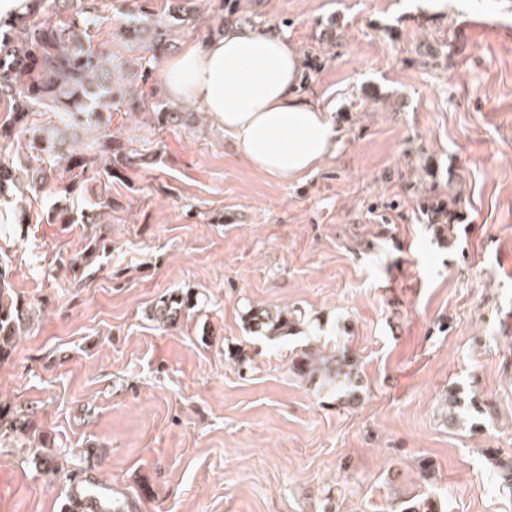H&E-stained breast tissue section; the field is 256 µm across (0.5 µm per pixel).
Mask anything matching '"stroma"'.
<instances>
[{
	"mask_svg": "<svg viewBox=\"0 0 512 512\" xmlns=\"http://www.w3.org/2000/svg\"><path fill=\"white\" fill-rule=\"evenodd\" d=\"M96 2L117 70L150 46L122 38L142 0ZM192 5L140 111L112 109L134 160L112 164L111 211L52 224L48 194L22 223L0 197V269L35 312L0 357V403L31 420L0 435V512H61L91 466L135 512H396L421 494L512 512V0ZM245 18L298 50L301 94L344 130L297 181L250 168L202 102L183 126L152 116L162 65ZM94 234L104 249L72 273ZM182 292L187 318L152 320ZM254 307L299 327L258 336ZM338 344L358 362L349 398L290 366ZM38 448L60 465H28ZM194 306L193 298L189 294L170 295L160 299L151 312L156 321H160L163 326L168 327L180 320L182 311H189Z\"/></svg>",
	"mask_w": 512,
	"mask_h": 512,
	"instance_id": "stroma-1",
	"label": "stroma"
}]
</instances>
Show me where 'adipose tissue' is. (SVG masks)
Here are the masks:
<instances>
[{
	"label": "adipose tissue",
	"instance_id": "adipose-tissue-1",
	"mask_svg": "<svg viewBox=\"0 0 512 512\" xmlns=\"http://www.w3.org/2000/svg\"><path fill=\"white\" fill-rule=\"evenodd\" d=\"M300 55L287 40L247 30L189 44L165 68L167 94L201 101L243 160L278 181L297 180L331 156L342 130L298 92Z\"/></svg>",
	"mask_w": 512,
	"mask_h": 512
}]
</instances>
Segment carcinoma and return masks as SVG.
Instances as JSON below:
<instances>
[{
    "label": "carcinoma",
    "instance_id": "carcinoma-1",
    "mask_svg": "<svg viewBox=\"0 0 512 512\" xmlns=\"http://www.w3.org/2000/svg\"><path fill=\"white\" fill-rule=\"evenodd\" d=\"M139 15L130 19L122 32L129 44H137L145 31H150L153 53L141 56L122 70L121 81L128 85L146 83L156 63L158 54L167 49L171 29L195 23V10L183 6L176 12L155 14L138 6ZM38 0L26 5V12L7 19L8 30L0 32V104L8 112V122L0 123V151L9 152L13 142L28 141L32 151L56 155L58 162L75 172L74 179L64 187V192H74L78 178L87 173L88 167L82 152L67 142L65 130L49 126L27 124V115L46 106L58 113L59 122L65 126L87 124L102 126V117L114 105L136 109V100L127 101L119 95L112 82V60L105 59L91 44L90 29L97 25L96 11L88 7L66 21H48L38 17ZM157 123L176 125L183 122L185 113L162 105L155 112ZM42 159L34 161L0 158V195L14 191L26 183L31 195L52 191L55 184L51 170L41 166ZM100 242L69 259V266L77 271L91 263ZM194 307L189 294L171 295L160 299L151 309L152 316L168 327L180 320L181 312ZM30 308L13 296L9 281L0 273V356L11 353L19 337L29 324ZM250 322L267 337H285L294 333L296 321L286 313L275 316L260 310H250ZM295 374L312 380L319 378L321 386L338 394L347 391L357 381L355 356L347 350L324 351L311 348L291 363ZM30 428V421L20 411H10L0 406V432H17ZM400 512H438L437 504L425 499L403 500Z\"/></svg>",
    "mask_w": 512,
    "mask_h": 512
}]
</instances>
